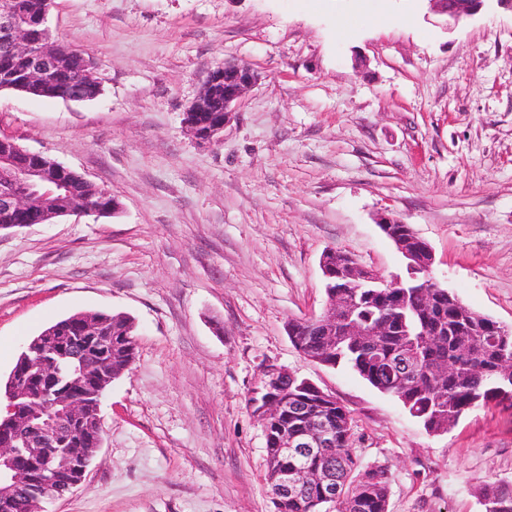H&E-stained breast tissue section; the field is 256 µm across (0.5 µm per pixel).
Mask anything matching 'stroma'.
<instances>
[{
    "instance_id": "1",
    "label": "stroma",
    "mask_w": 512,
    "mask_h": 512,
    "mask_svg": "<svg viewBox=\"0 0 512 512\" xmlns=\"http://www.w3.org/2000/svg\"><path fill=\"white\" fill-rule=\"evenodd\" d=\"M48 25L101 91H2L0 133L120 209L0 232V379L77 312L130 316L137 348L84 481L46 512H276L249 406L271 365L347 408L364 464L388 470V512H482L478 488L512 481L511 410L429 433L287 325L323 313L327 249L406 276L389 215L464 305L512 327V11L489 0L450 28L426 0H53ZM227 63L259 80L202 147L185 113Z\"/></svg>"
}]
</instances>
